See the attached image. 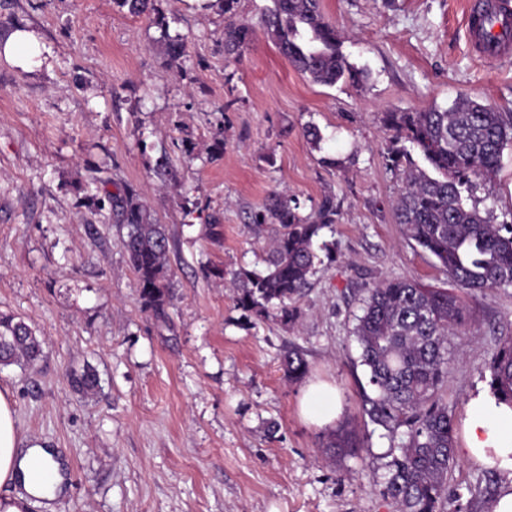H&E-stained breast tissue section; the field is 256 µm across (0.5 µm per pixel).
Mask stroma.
<instances>
[{
    "instance_id": "1",
    "label": "stroma",
    "mask_w": 512,
    "mask_h": 512,
    "mask_svg": "<svg viewBox=\"0 0 512 512\" xmlns=\"http://www.w3.org/2000/svg\"><path fill=\"white\" fill-rule=\"evenodd\" d=\"M467 3L322 0L365 73L356 88L293 69L262 27L271 0H239L254 35L238 56L224 52L222 0H155L164 29L116 0H0V43L20 28L38 42L27 67L0 57V312L31 325L43 349L34 366L0 369V390L24 445L52 449L65 478L29 512H394L385 464L404 436L361 417L353 327L385 279L449 281L394 220L402 180L382 114L463 94L512 112V53L488 61L472 49ZM175 37L188 43L176 60L165 51ZM130 189L169 236L164 321L140 302L109 201ZM273 192L304 218L326 196L338 206L322 236L330 257L288 325L241 309L231 286L239 269L264 266L277 226L253 219ZM467 203L512 224V146ZM468 304L475 331L451 337L444 386L458 424L512 335V287ZM291 346L309 364L305 382L281 367ZM88 366L100 386L80 395L69 377ZM316 381L335 386L338 420L365 448L327 447L329 427L302 417ZM499 484L470 460L448 472L461 512H489Z\"/></svg>"
}]
</instances>
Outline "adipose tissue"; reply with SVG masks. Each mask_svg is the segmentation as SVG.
<instances>
[{"mask_svg":"<svg viewBox=\"0 0 512 512\" xmlns=\"http://www.w3.org/2000/svg\"><path fill=\"white\" fill-rule=\"evenodd\" d=\"M459 457L495 470L503 483L492 512H512V407L489 392L472 396L466 407ZM18 420L10 398L0 392V486L22 483L25 496L0 498V512H26L27 496L54 499L61 482L58 464L40 445L21 448Z\"/></svg>","mask_w":512,"mask_h":512,"instance_id":"obj_1","label":"adipose tissue"}]
</instances>
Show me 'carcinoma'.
<instances>
[{"mask_svg": "<svg viewBox=\"0 0 512 512\" xmlns=\"http://www.w3.org/2000/svg\"><path fill=\"white\" fill-rule=\"evenodd\" d=\"M320 0H272L263 18L267 34L280 53L313 83L333 86L343 81L361 85L364 73L347 64L340 52L341 35L319 6ZM239 0H224V52H241L253 38L252 28L236 19ZM383 123L393 138L411 149L393 148L390 167L399 171L404 187L393 203L403 235L438 261L452 288H430L399 277L383 281L364 299L353 335L360 345V363L367 368L372 393H363L364 421L389 436L406 428L398 453L385 467L384 493L396 512H453L448 507V470L455 463L454 419L442 391L448 375L451 336L466 333L472 312L462 295L474 297L489 288L512 286V224H493L465 203L473 179L491 180L505 147L512 143V113L470 95L446 108L422 112L388 110ZM416 150L428 168L418 166ZM127 229L124 248L137 277L143 307L163 321L170 304L167 279L169 239L134 195L114 197ZM292 199L270 195L261 225L270 218L279 230L261 270L234 273L237 304L256 316L270 312L283 323L299 310L293 299L309 286L322 263L314 240L332 227L337 212L332 196L324 199L313 221L298 215ZM41 355L32 328L13 315L0 314V367L30 366ZM282 363L288 379L300 381L308 364L294 347ZM490 393L512 406V336H506L489 362ZM72 387L86 395L99 387L87 368L71 377ZM327 447L358 448L343 425L329 433Z\"/></svg>", "mask_w": 512, "mask_h": 512, "instance_id": "carcinoma-1", "label": "carcinoma"}]
</instances>
